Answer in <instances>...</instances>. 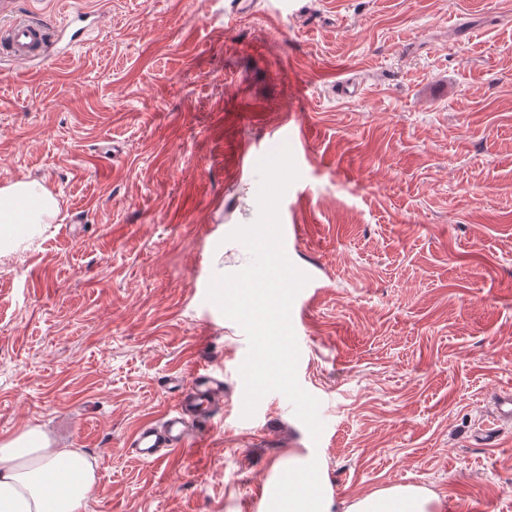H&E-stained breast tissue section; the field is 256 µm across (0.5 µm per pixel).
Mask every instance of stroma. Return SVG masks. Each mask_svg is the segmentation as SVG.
<instances>
[{"label":"stroma","mask_w":512,"mask_h":512,"mask_svg":"<svg viewBox=\"0 0 512 512\" xmlns=\"http://www.w3.org/2000/svg\"><path fill=\"white\" fill-rule=\"evenodd\" d=\"M15 0L99 16L88 48L30 70L0 56V186L60 213L0 257V435L34 425L101 476L86 512H262L289 454L338 500L395 484L443 512H512V0ZM361 92L342 99L338 81ZM305 123L279 206L311 283L299 324L312 438L279 392L243 415L248 339L206 298L253 261L257 157ZM203 366L224 400L156 464L129 450Z\"/></svg>","instance_id":"35a3bbf8"}]
</instances>
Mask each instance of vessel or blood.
Wrapping results in <instances>:
<instances>
[{"label":"vessel or blood","instance_id":"vessel-or-blood-1","mask_svg":"<svg viewBox=\"0 0 512 512\" xmlns=\"http://www.w3.org/2000/svg\"><path fill=\"white\" fill-rule=\"evenodd\" d=\"M13 0H0V43L8 56L18 64L46 61L60 51L62 34L52 31L34 16H18ZM190 391L180 393L177 403L161 425L141 424L133 433L130 447L143 462L164 460L179 448L186 447L193 427H205L210 411L223 397L224 383L205 368H196Z\"/></svg>","mask_w":512,"mask_h":512}]
</instances>
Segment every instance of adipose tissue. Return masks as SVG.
Masks as SVG:
<instances>
[{
    "label": "adipose tissue",
    "instance_id": "1",
    "mask_svg": "<svg viewBox=\"0 0 512 512\" xmlns=\"http://www.w3.org/2000/svg\"><path fill=\"white\" fill-rule=\"evenodd\" d=\"M40 182L0 188V256L17 251L39 225L58 215ZM100 477L78 448L52 447L38 428L0 436V512H84ZM326 471L311 457L289 454L267 487L265 512H334ZM344 512H442L439 498L415 485H396L356 498Z\"/></svg>",
    "mask_w": 512,
    "mask_h": 512
}]
</instances>
